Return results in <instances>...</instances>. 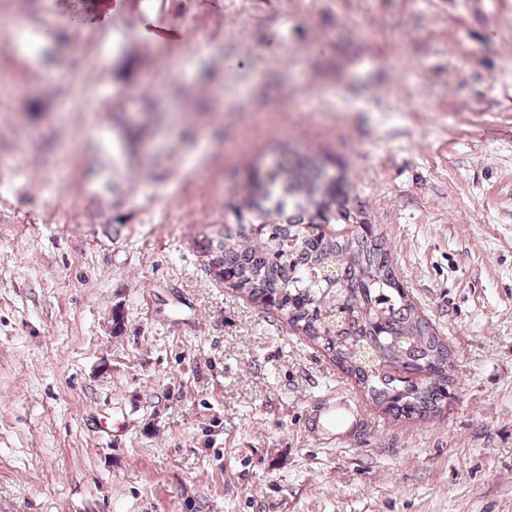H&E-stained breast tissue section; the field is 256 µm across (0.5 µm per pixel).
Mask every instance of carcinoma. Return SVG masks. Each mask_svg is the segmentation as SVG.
<instances>
[{"instance_id": "obj_1", "label": "carcinoma", "mask_w": 512, "mask_h": 512, "mask_svg": "<svg viewBox=\"0 0 512 512\" xmlns=\"http://www.w3.org/2000/svg\"><path fill=\"white\" fill-rule=\"evenodd\" d=\"M233 228L207 239L218 277L274 309L393 418L439 416L458 390L454 355L409 298L373 225L354 217L322 160L279 148L249 171ZM350 229L327 231L329 225Z\"/></svg>"}]
</instances>
